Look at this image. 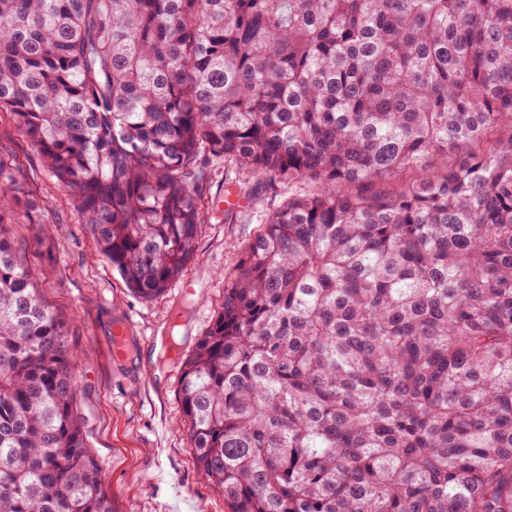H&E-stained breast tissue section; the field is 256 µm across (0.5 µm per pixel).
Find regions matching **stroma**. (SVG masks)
<instances>
[{"label": "stroma", "mask_w": 512, "mask_h": 512, "mask_svg": "<svg viewBox=\"0 0 512 512\" xmlns=\"http://www.w3.org/2000/svg\"><path fill=\"white\" fill-rule=\"evenodd\" d=\"M0 158L11 162L26 199L40 205V221L33 224L23 202L14 203L7 234L77 351L87 440L115 512H230L223 489L197 470L183 424L180 367L154 349L158 336L170 334L180 352L194 349L222 306L224 277L239 249L279 205L281 193L256 188L229 220L215 211L183 276L166 294L148 300L99 252L69 192L6 112H0ZM118 320L133 330L130 354L122 361L109 352Z\"/></svg>", "instance_id": "obj_1"}]
</instances>
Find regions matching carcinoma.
Wrapping results in <instances>:
<instances>
[{"label":"carcinoma","instance_id":"obj_1","mask_svg":"<svg viewBox=\"0 0 512 512\" xmlns=\"http://www.w3.org/2000/svg\"><path fill=\"white\" fill-rule=\"evenodd\" d=\"M0 112L145 299L211 160L288 188L181 358L231 512H512V0H0ZM21 193L0 160V512H115Z\"/></svg>","mask_w":512,"mask_h":512}]
</instances>
